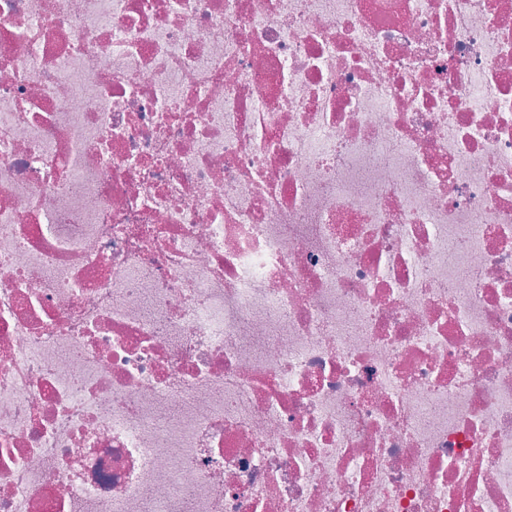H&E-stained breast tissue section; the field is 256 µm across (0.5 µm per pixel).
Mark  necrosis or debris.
I'll use <instances>...</instances> for the list:
<instances>
[{"mask_svg":"<svg viewBox=\"0 0 512 512\" xmlns=\"http://www.w3.org/2000/svg\"><path fill=\"white\" fill-rule=\"evenodd\" d=\"M0 512H512V0H0Z\"/></svg>","mask_w":512,"mask_h":512,"instance_id":"obj_1","label":"necrosis or debris"}]
</instances>
